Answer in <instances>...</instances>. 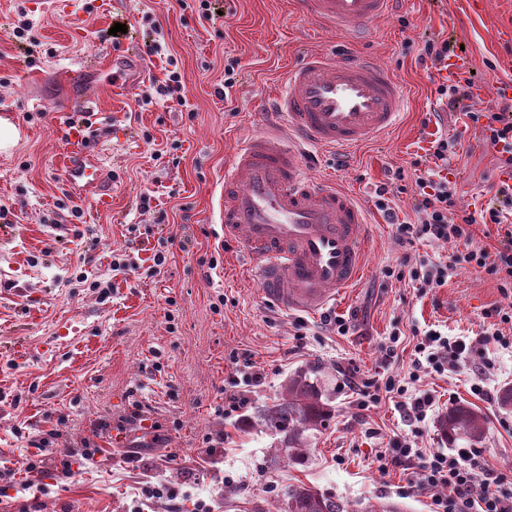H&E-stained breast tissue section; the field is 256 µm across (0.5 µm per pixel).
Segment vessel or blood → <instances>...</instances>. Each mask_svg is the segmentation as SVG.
Segmentation results:
<instances>
[{
  "instance_id": "b4317fda",
  "label": "vessel or blood",
  "mask_w": 512,
  "mask_h": 512,
  "mask_svg": "<svg viewBox=\"0 0 512 512\" xmlns=\"http://www.w3.org/2000/svg\"><path fill=\"white\" fill-rule=\"evenodd\" d=\"M397 0H295L303 17L347 31L392 13ZM282 89L263 113L265 132L244 139L224 167L220 222L244 249L268 302L286 311L317 312L360 277L367 214L350 192L308 175L305 146L349 150L398 123L404 91L372 59L307 51L281 76ZM92 135L67 129L65 179L106 209L112 189L89 159Z\"/></svg>"
}]
</instances>
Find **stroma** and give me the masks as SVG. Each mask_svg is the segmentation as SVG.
I'll use <instances>...</instances> for the list:
<instances>
[{
	"mask_svg": "<svg viewBox=\"0 0 512 512\" xmlns=\"http://www.w3.org/2000/svg\"><path fill=\"white\" fill-rule=\"evenodd\" d=\"M102 2L0 0V113L18 133L15 145L0 149V354L15 361L0 370V459L22 469L30 441L44 437L74 453L71 475L57 469L37 493H11L5 512H196L200 499L213 512H250L258 500L273 510L283 488L299 482L353 512L382 504L431 512L430 492L416 487L418 465L383 473L378 457L402 437L426 455L468 447L439 429L457 403L484 414L485 462L512 488V430L501 424L512 408L500 405L503 388L512 386V347L489 345L482 372L470 359L441 375L415 366L419 334L437 329L475 340L489 325L485 311L512 306V294L465 264L433 290L385 277V267L403 260L445 261L466 247L400 244L375 194L389 171L403 169L402 191L388 197L413 218L411 163L437 131L459 140L450 162L457 214L487 203L500 177L495 154L460 113L425 124L447 74L421 50L427 40L445 41L450 52H464L475 84L493 91L512 84V43L496 32L497 16L512 9V0H487L479 12L470 0H403L388 17L348 32L300 16L294 0H234L229 7L224 0H120L110 13ZM25 22L33 37L20 35ZM77 23L80 40L69 35ZM118 23L130 33L115 40L109 30ZM158 42L164 54L153 53ZM307 46L372 56L407 95L398 128L346 153L315 149L307 157L315 179L356 194L369 218L363 273L322 314L266 302L243 272L241 246L218 222L225 161L241 140L263 131L259 113ZM130 48L144 70L129 96H115L84 73V66L105 65ZM228 64L235 74L229 89ZM172 67L185 104H143ZM82 88L91 106L86 117L103 130L87 152L101 161L112 187L108 210L73 195L64 182L63 127L78 117L74 97ZM129 247L139 252L135 268L113 271V254ZM157 252L167 261L155 274ZM328 315L347 319L348 332L324 326ZM300 321L306 334L299 350ZM395 331L400 339L388 361L381 347ZM349 368L376 389L394 379L429 392L434 409L416 429L382 394L358 410ZM259 369L264 383L245 387L246 405L225 413V387ZM299 371L316 378L333 417L311 437L306 463L274 468L277 437L242 421ZM413 371L418 379H410ZM476 384L485 395L473 393ZM136 402L146 422L125 426ZM88 438L101 450L93 465L80 456ZM130 451L140 454L139 468L124 463ZM159 481L177 488L176 500L143 497V485Z\"/></svg>",
	"mask_w": 512,
	"mask_h": 512,
	"instance_id": "stroma-1",
	"label": "stroma"
}]
</instances>
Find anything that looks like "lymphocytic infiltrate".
I'll return each instance as SVG.
<instances>
[{"label": "lymphocytic infiltrate", "instance_id": "1", "mask_svg": "<svg viewBox=\"0 0 512 512\" xmlns=\"http://www.w3.org/2000/svg\"><path fill=\"white\" fill-rule=\"evenodd\" d=\"M498 96L503 102L500 111L466 114L496 154L502 177L492 186L494 205L477 216L469 213L453 216L457 187L446 170L449 160L457 153L458 141L443 135L431 141L424 154L429 165L416 178L418 195L413 204L416 221L399 220L386 198L387 187L377 191V207L389 223L396 225L400 243L461 241L469 246L463 256L449 261L422 260L410 266L408 277L419 287H444L457 266L464 263L496 280L501 292L512 290V98L503 89ZM478 222L496 226L498 244L494 249L471 248L473 227ZM504 341L503 333L496 331L470 345L430 330L415 350L423 354L430 370L441 374L448 366L472 354L474 346ZM415 459L420 462L419 489L436 493L434 512H512V492L502 490V477L488 470L481 449L460 448L453 453L436 452L424 458L410 441L397 440L385 463L397 468Z\"/></svg>", "mask_w": 512, "mask_h": 512}]
</instances>
